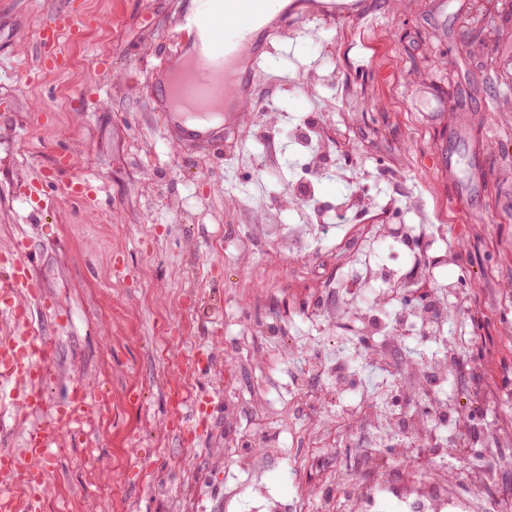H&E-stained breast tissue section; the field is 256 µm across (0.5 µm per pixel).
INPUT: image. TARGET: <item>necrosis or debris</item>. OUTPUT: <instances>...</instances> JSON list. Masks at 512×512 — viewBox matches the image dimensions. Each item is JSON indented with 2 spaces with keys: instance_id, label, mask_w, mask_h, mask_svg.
I'll return each instance as SVG.
<instances>
[{
  "instance_id": "obj_1",
  "label": "necrosis or debris",
  "mask_w": 512,
  "mask_h": 512,
  "mask_svg": "<svg viewBox=\"0 0 512 512\" xmlns=\"http://www.w3.org/2000/svg\"><path fill=\"white\" fill-rule=\"evenodd\" d=\"M417 231L414 224L386 232L375 226L362 237L335 239L342 262L305 310L307 320L323 331L317 341L298 343L287 316H268L259 349L278 359L264 379L262 411L270 420L250 435L249 449L234 460L231 474L258 512H379L384 500L392 502L395 512H512V496L503 497L497 484L499 472L512 467L507 453L512 447V409L485 387L467 390L472 404L495 416L483 436L479 460L463 472L467 495H458L446 473L423 466L436 449L472 447L474 435L466 421L456 418L457 403L447 391L448 371L457 364L459 351L448 342L446 310L464 313L467 303L447 302V283L433 278L427 282L432 297L428 306H400L425 266V252L414 251L407 273L391 272L374 260L376 246H407ZM328 232L322 215L312 211L296 224L247 226L241 243L252 253L268 250L306 260L312 243ZM352 314L358 321L355 335L325 336L329 324ZM413 336L440 346L439 355L424 359L416 370L400 358L402 344ZM360 362L383 371L374 391L358 389L354 368ZM350 393L357 396L351 403L345 400ZM283 405L307 426L290 442L302 454L289 468L296 492L286 498L272 495L265 480L268 458L279 446L282 427L275 414ZM448 421L453 428L447 432L443 426ZM383 441L391 442L399 468H391L376 452V444ZM335 447L354 449L355 455L347 465L330 467L325 491L312 494L302 478L311 451Z\"/></svg>"
}]
</instances>
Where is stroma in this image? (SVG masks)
<instances>
[{
    "label": "stroma",
    "instance_id": "obj_1",
    "mask_svg": "<svg viewBox=\"0 0 512 512\" xmlns=\"http://www.w3.org/2000/svg\"><path fill=\"white\" fill-rule=\"evenodd\" d=\"M195 0H0V249L27 253L26 282L38 297L32 328L50 343L52 372L42 386L65 410L72 386L110 405L48 460L46 512H251L229 501L224 461L261 426L225 385L253 395L260 370L235 373L245 336L222 343L225 319L262 321L266 299L302 318L320 286L313 263L243 256L223 264L216 238L231 241L263 223L276 204L281 223H298L288 191L306 156L284 146L276 176L262 179L256 130L303 122L326 129L323 165L363 162L356 188L399 200L379 224H410L423 198L445 230L431 255L442 280L475 303L448 326L462 351L448 393L476 430L489 422L462 397L461 377L477 368L512 401V8L506 0H372L375 37L401 57L394 82L379 76L372 52L351 47L350 22L308 21L262 35L253 74L258 103L233 116L243 148L174 151L172 132L147 92V70ZM72 12L101 18L109 41L60 43L85 71L47 70L36 27ZM333 66V84L314 78ZM354 95L340 98L338 85ZM236 139V140H237ZM68 153L70 173L53 162ZM92 183L71 197L69 180ZM192 322L201 373L193 399L174 412L153 349L158 321Z\"/></svg>",
    "mask_w": 512,
    "mask_h": 512
}]
</instances>
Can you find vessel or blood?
<instances>
[{"label":"vessel or blood","instance_id":"b4317fda","mask_svg":"<svg viewBox=\"0 0 512 512\" xmlns=\"http://www.w3.org/2000/svg\"><path fill=\"white\" fill-rule=\"evenodd\" d=\"M313 17L327 23L367 24L374 12L360 6L290 12L279 8L277 0H198L196 8L184 14L180 29L171 35L168 49L148 76L150 94L174 133V147L220 144L225 112L254 101L248 70L261 54L258 30ZM50 359L48 342L33 335L28 322L17 321L13 334L0 338V381L13 383L20 405L42 407L40 380ZM63 430L52 420L40 421L26 428L22 453L0 454V501L8 494L12 477L20 473L40 494L48 493L46 460Z\"/></svg>","mask_w":512,"mask_h":512}]
</instances>
